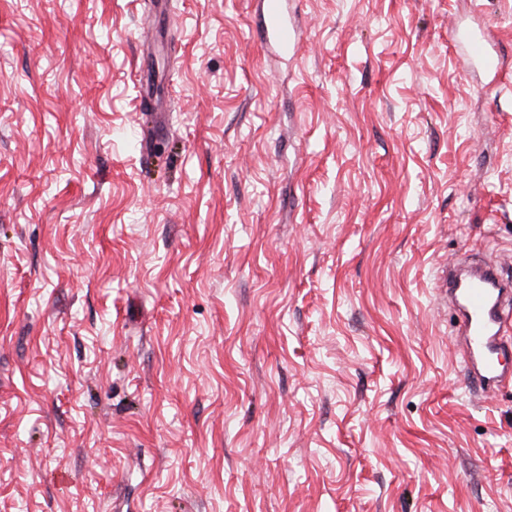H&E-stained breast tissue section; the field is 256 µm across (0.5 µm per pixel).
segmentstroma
Segmentation results:
<instances>
[{
    "label": "stroma",
    "instance_id": "obj_1",
    "mask_svg": "<svg viewBox=\"0 0 512 512\" xmlns=\"http://www.w3.org/2000/svg\"><path fill=\"white\" fill-rule=\"evenodd\" d=\"M150 3L0 0V512H512V0ZM297 14L288 15V0H263L260 36L282 50L296 52L302 42ZM455 39L462 45L468 64L479 65L485 68L494 67V59L483 39L476 36H466L459 31L456 33ZM448 302L456 311L457 341L467 365L469 382L485 396L512 382V373L501 360L511 351L505 336L512 304V281L493 265L445 268L439 276ZM508 309V311H507Z\"/></svg>",
    "mask_w": 512,
    "mask_h": 512
}]
</instances>
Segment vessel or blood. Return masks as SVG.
<instances>
[{
    "instance_id": "1",
    "label": "vessel or blood",
    "mask_w": 512,
    "mask_h": 512,
    "mask_svg": "<svg viewBox=\"0 0 512 512\" xmlns=\"http://www.w3.org/2000/svg\"><path fill=\"white\" fill-rule=\"evenodd\" d=\"M261 37L276 47L298 51L302 28L288 15V0H262ZM466 61L493 67L494 59L483 39L456 34ZM456 311L457 341L467 365L469 382L481 394H494L512 382V369L502 360L512 353V281L493 265H463L443 270L439 277Z\"/></svg>"
}]
</instances>
